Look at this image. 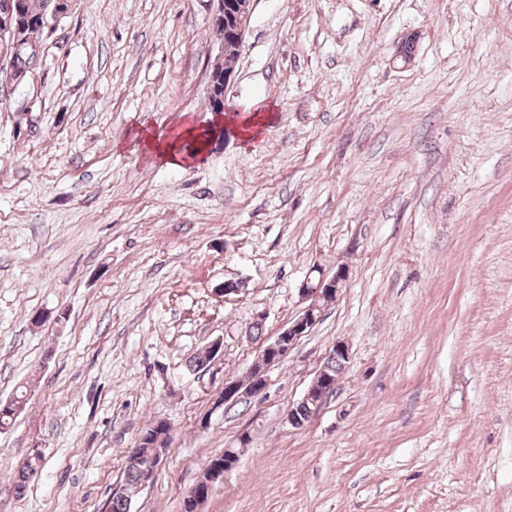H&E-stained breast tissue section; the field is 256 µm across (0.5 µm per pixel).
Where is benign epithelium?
Wrapping results in <instances>:
<instances>
[{"mask_svg": "<svg viewBox=\"0 0 512 512\" xmlns=\"http://www.w3.org/2000/svg\"><path fill=\"white\" fill-rule=\"evenodd\" d=\"M213 2L216 3V7L212 24L222 30L223 35L219 54L210 67L208 95L212 97L213 102L211 111L222 115L224 114V92L236 74L244 48L247 20L255 0H213ZM71 9L72 0H55L53 9L39 16L38 22L41 28L53 30L70 14ZM21 30L22 24L15 14L12 0H0V38H8L11 48L19 49L23 43ZM345 279L346 271L342 268L330 278L322 273L308 276L300 288L301 297L308 301V305L289 323L288 327L265 346L264 357L254 362L249 368L248 384L243 385L236 380L224 381V397L215 403V407L220 408L263 392L267 384L268 371L285 359L297 340L307 335L320 321L324 308L336 300ZM335 388L336 384L322 370L299 403L311 402L318 408ZM229 471L228 467L224 469L212 465L204 467L202 476L185 496V504L190 512H201V507L208 499L213 485L223 480L224 474Z\"/></svg>", "mask_w": 512, "mask_h": 512, "instance_id": "benign-epithelium-1", "label": "benign epithelium"}]
</instances>
